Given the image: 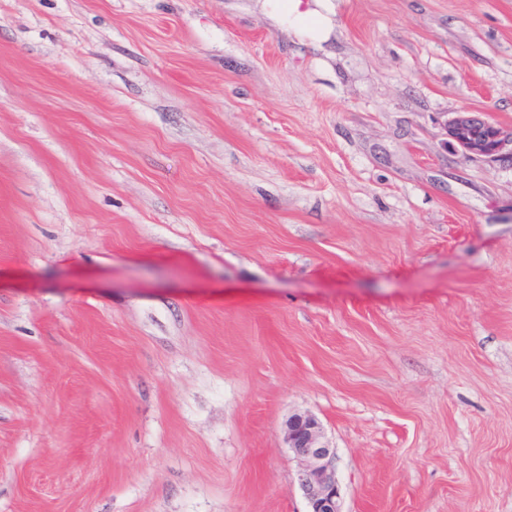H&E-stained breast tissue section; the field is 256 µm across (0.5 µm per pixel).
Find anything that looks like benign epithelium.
Listing matches in <instances>:
<instances>
[{
  "label": "benign epithelium",
  "mask_w": 512,
  "mask_h": 512,
  "mask_svg": "<svg viewBox=\"0 0 512 512\" xmlns=\"http://www.w3.org/2000/svg\"><path fill=\"white\" fill-rule=\"evenodd\" d=\"M448 136L468 160H512V127L506 129L461 109L447 121ZM284 441L301 464L298 485L307 512H341L340 493L333 469L334 452L323 440V427L310 412H295L284 426Z\"/></svg>",
  "instance_id": "benign-epithelium-1"
}]
</instances>
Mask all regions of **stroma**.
<instances>
[{"instance_id":"1","label":"stroma","mask_w":512,"mask_h":512,"mask_svg":"<svg viewBox=\"0 0 512 512\" xmlns=\"http://www.w3.org/2000/svg\"><path fill=\"white\" fill-rule=\"evenodd\" d=\"M0 0V512H512V0ZM453 115L447 121L448 136L465 159L512 160V127L506 129L468 109H460ZM323 435L321 422L310 412H295L285 422L284 441L301 464L298 485L305 512H341L334 452Z\"/></svg>"}]
</instances>
